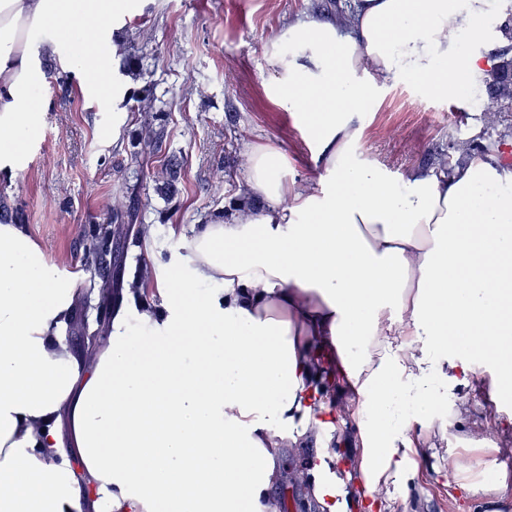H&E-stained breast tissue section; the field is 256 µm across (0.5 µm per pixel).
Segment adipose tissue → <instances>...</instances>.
Segmentation results:
<instances>
[{
    "label": "adipose tissue",
    "mask_w": 512,
    "mask_h": 512,
    "mask_svg": "<svg viewBox=\"0 0 512 512\" xmlns=\"http://www.w3.org/2000/svg\"><path fill=\"white\" fill-rule=\"evenodd\" d=\"M495 0H353L345 23L285 24L266 51L280 107L301 113L327 176L289 182L287 157L246 151L237 202L200 225L159 274L131 336L118 308L92 357L63 336L79 290L20 228L0 225V512H251L283 479L281 451L327 440L316 378L338 358L358 427L363 512H383L434 413L467 411L470 356L512 385V169L471 154L452 173L392 179L361 159V75L405 76L463 98L493 65ZM139 0H0V169L20 167L45 73L34 38L58 52L72 21L120 25ZM415 403L394 420L388 402ZM451 467L479 512L512 506L497 459Z\"/></svg>",
    "instance_id": "adipose-tissue-1"
}]
</instances>
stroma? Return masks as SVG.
<instances>
[{
	"mask_svg": "<svg viewBox=\"0 0 512 512\" xmlns=\"http://www.w3.org/2000/svg\"><path fill=\"white\" fill-rule=\"evenodd\" d=\"M348 2L141 0L117 34L125 55L112 49L111 23L87 21L70 54L43 61L44 108L22 167L0 171V206L81 288L77 325L63 332L76 350L84 348L83 333L112 315L99 301V265L87 247L102 235L113 198H134L143 228L128 238L120 261L103 258L128 282L186 256L193 228L232 211L249 145L277 148L288 158V180L320 190L316 146L300 114L279 107L267 91L277 73L265 51L283 24L314 15L315 4L331 16ZM147 84L164 147L183 158L173 196L157 190L159 158L139 155L133 106ZM365 109L358 150L395 176L427 168L430 156L447 151L449 139L468 138L484 126L482 108L422 95L406 79L379 87ZM473 367L476 382L453 390L468 409L464 421L452 425L447 411L435 414L412 458L415 475L390 512H468L470 501L448 467L450 454L461 449L477 460L510 449L505 462L512 470V391L492 389L488 359L474 357Z\"/></svg>",
	"mask_w": 512,
	"mask_h": 512,
	"instance_id": "35a3bbf8",
	"label": "stroma"
}]
</instances>
